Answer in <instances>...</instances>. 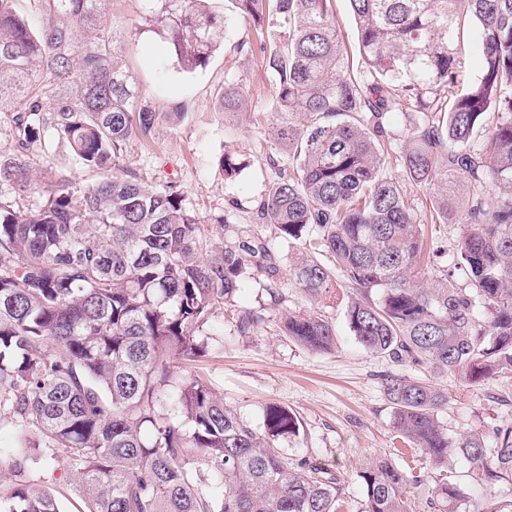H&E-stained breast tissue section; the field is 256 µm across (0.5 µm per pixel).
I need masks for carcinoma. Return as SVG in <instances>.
Masks as SVG:
<instances>
[{"label": "carcinoma", "instance_id": "cac0c4a2", "mask_svg": "<svg viewBox=\"0 0 512 512\" xmlns=\"http://www.w3.org/2000/svg\"><path fill=\"white\" fill-rule=\"evenodd\" d=\"M0 0V104L12 111L14 151L0 182L34 185L51 137L100 177L81 184L49 171L28 209L0 199V424L24 447L0 474V512H60L35 473L62 448L88 512H344L342 484L278 446L301 423L280 404L258 430L198 376L181 370L213 350L209 327L252 272L275 302L287 283L315 305L345 282L349 330L370 353L421 365L428 378L385 379L393 429L435 470L379 458L359 474L362 512H416L432 483V512H466L456 455L490 490L512 484V427L495 446L439 420L448 394L433 380H512V0H348L366 72H347L333 0H232L264 37L260 51L288 124L274 141L292 168L275 177L259 221L299 253L281 268L266 239L224 241L228 217L206 230L169 181L156 188L125 165L128 143L153 138L160 115L102 29L109 0ZM186 72L204 68L226 22L205 0H146ZM477 24L482 69L466 91L455 59L461 19ZM71 94L51 99L47 87ZM233 66L219 104L241 102ZM407 117L394 132L388 114ZM399 142L403 177L386 175L384 141ZM433 190L448 223L454 189L469 196L448 264L427 249L403 182ZM284 333L327 352L336 328L320 311L285 314ZM474 512H512L492 498Z\"/></svg>", "mask_w": 512, "mask_h": 512}]
</instances>
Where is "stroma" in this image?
Here are the masks:
<instances>
[{
  "instance_id": "stroma-1",
  "label": "stroma",
  "mask_w": 512,
  "mask_h": 512,
  "mask_svg": "<svg viewBox=\"0 0 512 512\" xmlns=\"http://www.w3.org/2000/svg\"><path fill=\"white\" fill-rule=\"evenodd\" d=\"M209 6L229 18L226 39L206 68L183 73L173 64L164 34L146 20L144 0H111L104 22L143 96L163 114L150 144L131 139L126 162L152 184L177 181L186 207L205 228H212L217 216L229 214L231 229L225 240L262 236L285 264L294 249L277 238L273 225L259 223L255 214L271 181L270 158L287 159L285 152L275 151L269 136L276 121L269 78L261 67L260 53L238 55L236 74L246 91L245 105L239 112L219 109L216 95L224 85L225 63L249 26L233 14L229 0H210ZM225 157L232 159L233 171L222 167ZM405 190L429 247L454 251L453 225L432 221V193L413 183ZM264 282L263 275H255L238 294L234 307L215 315L210 326L215 350L189 371L211 384L225 404L253 426H261L266 404H281L293 411L301 422L300 436L279 443L290 464L306 459L336 472L345 492V512H361L360 471L399 445L384 380L401 369L365 351L352 336L346 321L352 292L345 285H337L321 308L336 327L337 346L315 352L280 331L285 313L307 312L311 302L299 289L287 286L282 290L283 302L274 303ZM245 310L261 314L263 321L243 334L237 314ZM401 371L418 378L427 375L421 366ZM439 383L448 394L440 421L449 435L477 431L489 436L497 428L512 426V380L467 385L448 375Z\"/></svg>"
}]
</instances>
